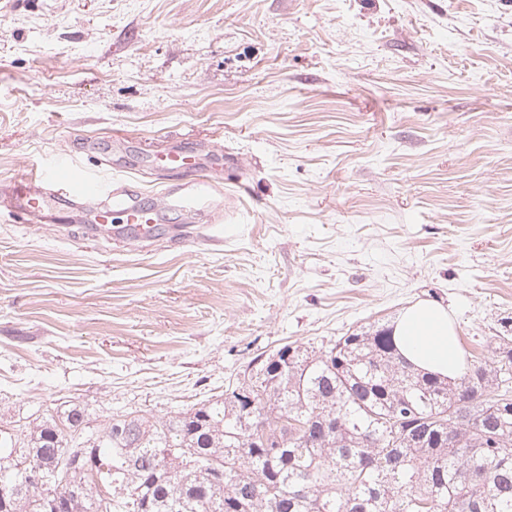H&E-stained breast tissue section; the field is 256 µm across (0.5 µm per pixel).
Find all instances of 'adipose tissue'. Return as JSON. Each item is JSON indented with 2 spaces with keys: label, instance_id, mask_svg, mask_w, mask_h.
Returning a JSON list of instances; mask_svg holds the SVG:
<instances>
[{
  "label": "adipose tissue",
  "instance_id": "1",
  "mask_svg": "<svg viewBox=\"0 0 512 512\" xmlns=\"http://www.w3.org/2000/svg\"><path fill=\"white\" fill-rule=\"evenodd\" d=\"M393 335L401 356L416 369L452 379L463 368L454 325L438 304L419 302L404 310Z\"/></svg>",
  "mask_w": 512,
  "mask_h": 512
}]
</instances>
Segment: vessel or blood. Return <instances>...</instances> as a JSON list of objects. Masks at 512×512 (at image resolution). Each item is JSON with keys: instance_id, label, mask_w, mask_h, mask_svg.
<instances>
[{"instance_id": "b4317fda", "label": "vessel or blood", "mask_w": 512, "mask_h": 512, "mask_svg": "<svg viewBox=\"0 0 512 512\" xmlns=\"http://www.w3.org/2000/svg\"><path fill=\"white\" fill-rule=\"evenodd\" d=\"M223 158L222 148L203 154L184 137H167L158 160L180 178L179 194L169 198V205L190 215L197 214L199 200L208 197L212 190L211 170ZM40 185L46 186L51 194L85 206L95 235L109 232L114 216L118 215L135 241L147 242L155 236L159 221L155 204L145 202L130 188L112 189L95 170L81 166L69 157L57 158L47 166L30 169L15 177L9 184V212L18 216L42 210L44 199L36 192Z\"/></svg>"}]
</instances>
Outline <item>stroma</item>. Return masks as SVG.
Listing matches in <instances>:
<instances>
[{
  "mask_svg": "<svg viewBox=\"0 0 512 512\" xmlns=\"http://www.w3.org/2000/svg\"><path fill=\"white\" fill-rule=\"evenodd\" d=\"M220 144L222 242L0 210V426L220 395L258 354L448 309L512 318V0H0V186L58 155Z\"/></svg>",
  "mask_w": 512,
  "mask_h": 512,
  "instance_id": "35a3bbf8",
  "label": "stroma"
}]
</instances>
